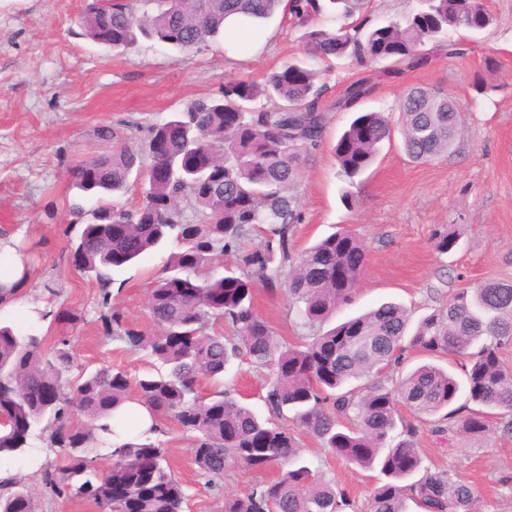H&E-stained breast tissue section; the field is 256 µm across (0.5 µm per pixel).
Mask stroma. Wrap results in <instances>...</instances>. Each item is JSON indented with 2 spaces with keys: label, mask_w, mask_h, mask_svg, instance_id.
Wrapping results in <instances>:
<instances>
[{
  "label": "stroma",
  "mask_w": 512,
  "mask_h": 512,
  "mask_svg": "<svg viewBox=\"0 0 512 512\" xmlns=\"http://www.w3.org/2000/svg\"><path fill=\"white\" fill-rule=\"evenodd\" d=\"M87 3L0 0V243L23 257L30 303L10 318L28 323L31 307L44 300V282L53 280L61 290L55 314L38 327L46 345L68 337L78 368L109 366L137 377L149 370L147 357L107 336L99 319V288L73 264L65 227L75 221L69 209L75 166L111 149L101 130L142 139L150 124L215 95L226 78L260 82L283 63L303 59L304 45L300 30L277 15L266 26L270 39L262 50L246 40H223L198 52L145 40L128 50L109 49L81 33ZM489 6L497 17L493 28L458 34L469 45L465 56L387 76L340 61L327 77L332 99L358 78L374 83L352 111L330 113L328 147L298 189L303 222L295 229L296 250L342 227L355 230L366 244L368 261L343 316L396 301L418 318L460 289L512 282V0H489ZM491 48L499 65L487 71L483 59ZM412 86L441 89L458 102L461 124L450 154L416 163L396 138L382 145L375 163L354 183L344 181L330 144L356 113L396 112ZM348 189L357 198L350 208L341 201ZM444 232L457 235L458 245L441 254L434 243ZM175 249L167 243L115 273L112 308L130 327L152 331L150 290ZM254 308L284 340L300 333L297 308L284 293L257 287ZM64 310L81 313V321L62 320ZM398 413L403 423L416 426L426 466L472 482L480 512H512V435L496 424L473 439L441 436L406 408ZM162 428L159 440L188 494L185 512H220L222 504L199 476L188 440L173 422ZM301 454L346 492V512H365L378 472L354 467L309 437Z\"/></svg>",
  "instance_id": "stroma-1"
}]
</instances>
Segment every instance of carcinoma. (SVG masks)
<instances>
[{"label": "carcinoma", "mask_w": 512, "mask_h": 512, "mask_svg": "<svg viewBox=\"0 0 512 512\" xmlns=\"http://www.w3.org/2000/svg\"><path fill=\"white\" fill-rule=\"evenodd\" d=\"M279 7L302 31L308 61L287 63L262 82L228 78L217 96L193 100L149 127L142 145L118 141L76 167L70 210L93 222L83 225L74 252L98 283L103 308L112 301L113 271L168 240L178 245L153 281V332L126 326L116 312L99 316L112 339L153 360L154 372L132 378L103 366L68 379L74 356L67 339L48 348L33 330L0 321V410L20 425L0 430V460L40 442L55 453L39 470L46 495L88 500L103 512H184L188 495L152 439L159 427L138 431L135 415L121 413L136 402L189 436L199 475L223 496L222 512H343L345 493L299 454L303 436L361 469L379 470L368 512H408L411 503L423 512H478L472 484L423 466L412 427L394 434L397 406L438 415L434 432L465 437L488 431L493 415H507L502 432L512 434V368L501 358L512 345V284L461 289L415 324L405 306L385 302L327 328L352 301L365 244L344 230L298 254L294 233L297 189L325 144L322 77L333 61L412 67L433 50L463 56L466 45L450 33L489 28L487 0H420L416 12L376 25L372 0H92L81 26L84 36L113 49H130L142 37L200 50L224 33L229 17L257 24ZM368 91L354 82L331 108L348 109ZM459 122L446 94L409 87L397 121L383 112L358 115L333 155L352 184L394 131L411 160L430 162L448 155ZM132 185L136 204L111 202ZM90 199L96 206L88 210ZM187 204L198 221L186 218ZM257 232L261 239L250 243ZM224 255L235 257L236 267L221 276L212 264ZM258 284L285 287L303 304L300 320L311 334L279 340L253 308ZM218 321L226 333L212 331ZM412 353L466 359L464 380L429 362L386 385L381 375ZM234 361L269 372L265 414L224 388ZM202 378L215 386L206 395ZM462 395L466 404L453 407ZM103 447L111 449L105 468L98 463ZM237 465L282 472L229 495L224 476ZM0 512H36L34 492L12 474L0 478Z\"/></svg>", "instance_id": "carcinoma-1"}]
</instances>
